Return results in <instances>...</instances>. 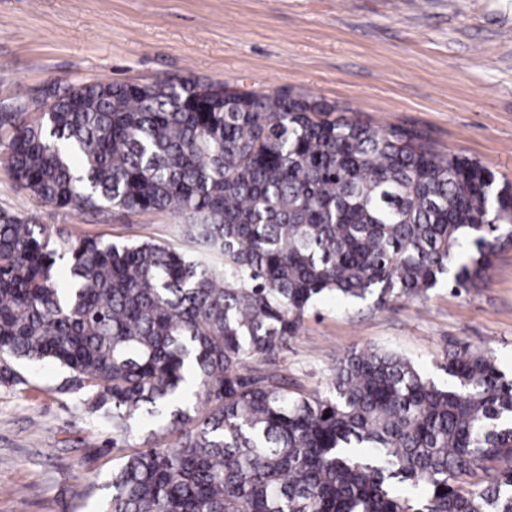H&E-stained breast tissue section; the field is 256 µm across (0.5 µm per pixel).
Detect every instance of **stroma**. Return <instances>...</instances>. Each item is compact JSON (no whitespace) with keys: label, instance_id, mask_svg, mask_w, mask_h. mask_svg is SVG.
<instances>
[{"label":"stroma","instance_id":"obj_1","mask_svg":"<svg viewBox=\"0 0 512 512\" xmlns=\"http://www.w3.org/2000/svg\"><path fill=\"white\" fill-rule=\"evenodd\" d=\"M303 91L332 117L416 129L512 182V0H0V106L41 86L166 78ZM0 207L74 235L182 243L164 213L123 222L41 204L0 166ZM491 348L512 375V247L483 283L384 308L324 299L277 355L289 385L331 387L353 348L394 351L435 380L448 351ZM0 512H98L120 452L51 365L0 359Z\"/></svg>","mask_w":512,"mask_h":512}]
</instances>
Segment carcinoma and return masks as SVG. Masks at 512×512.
I'll use <instances>...</instances> for the list:
<instances>
[{"label": "carcinoma", "instance_id": "1", "mask_svg": "<svg viewBox=\"0 0 512 512\" xmlns=\"http://www.w3.org/2000/svg\"><path fill=\"white\" fill-rule=\"evenodd\" d=\"M302 92L76 82L0 109L41 203L184 219L187 252L53 232L0 208V355L65 369L127 448L101 512H512V379L487 349H353L304 395L276 356L320 298H421L512 245V183L424 134L329 119ZM218 252L224 271L204 258Z\"/></svg>", "mask_w": 512, "mask_h": 512}]
</instances>
